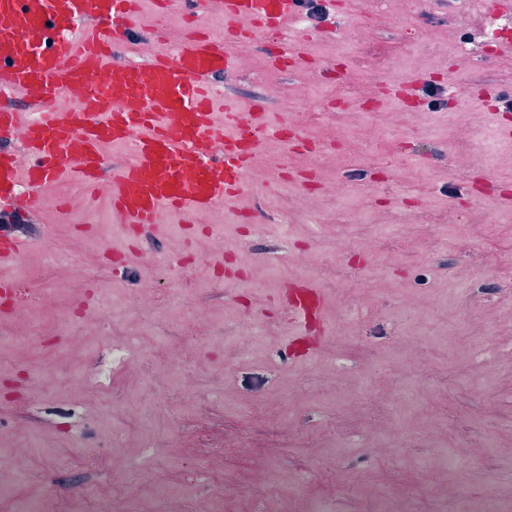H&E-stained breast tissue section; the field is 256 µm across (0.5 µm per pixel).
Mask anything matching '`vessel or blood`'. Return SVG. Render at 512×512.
<instances>
[{
  "mask_svg": "<svg viewBox=\"0 0 512 512\" xmlns=\"http://www.w3.org/2000/svg\"><path fill=\"white\" fill-rule=\"evenodd\" d=\"M224 16L223 36H181L149 62L127 56L139 0H0V209L38 211L53 182L75 176L107 192L121 223L146 233L163 214H197L242 193L254 155L275 138L265 113L214 119L212 79L258 46L273 67H296L301 42L284 40L299 0H207ZM21 95L32 116L20 120L5 98ZM73 104L59 111L60 99ZM124 143L128 159L104 148ZM28 240L0 234V264L17 260ZM319 293L303 285L289 298L299 326L314 316Z\"/></svg>",
  "mask_w": 512,
  "mask_h": 512,
  "instance_id": "1",
  "label": "vessel or blood"
}]
</instances>
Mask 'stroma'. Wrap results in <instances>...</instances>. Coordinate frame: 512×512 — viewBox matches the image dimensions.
<instances>
[{
    "label": "stroma",
    "mask_w": 512,
    "mask_h": 512,
    "mask_svg": "<svg viewBox=\"0 0 512 512\" xmlns=\"http://www.w3.org/2000/svg\"><path fill=\"white\" fill-rule=\"evenodd\" d=\"M318 2L319 31L290 24L300 69L214 79L241 112L274 93L289 145L257 154L264 182L149 236L69 176L52 189L66 215L8 214L34 246L0 265L17 291L0 318V512H512V222L485 209L512 214V83L469 50L448 65L455 95L426 94L434 57L487 27L486 0H468V30L447 0H400L422 39ZM141 7L135 62L160 35L224 32L188 0ZM340 22L374 28L361 53L340 57ZM397 59L371 125L330 100L331 70ZM304 88L317 109L290 118ZM305 282L321 304L292 357L286 301Z\"/></svg>",
    "instance_id": "stroma-1"
}]
</instances>
